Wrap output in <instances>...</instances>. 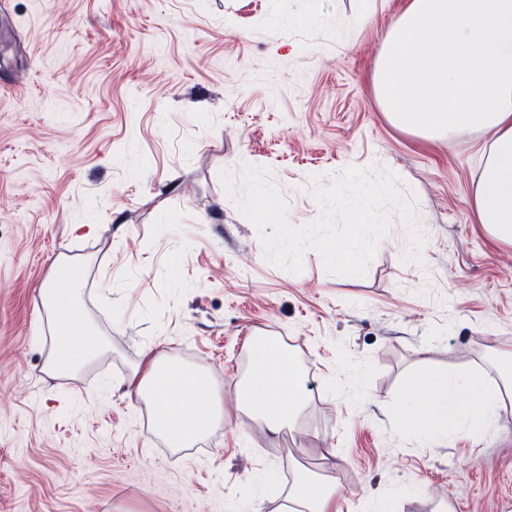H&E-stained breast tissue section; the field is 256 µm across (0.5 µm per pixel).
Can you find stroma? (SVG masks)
Wrapping results in <instances>:
<instances>
[{"label":"stroma","mask_w":512,"mask_h":512,"mask_svg":"<svg viewBox=\"0 0 512 512\" xmlns=\"http://www.w3.org/2000/svg\"><path fill=\"white\" fill-rule=\"evenodd\" d=\"M403 0H0V512H286L299 474L336 512H512V403L470 434L409 431L427 366L501 383L512 245L470 198L489 142L395 128L373 67ZM268 168L289 218L316 182L381 164L418 199L423 265L393 225L364 276L268 263L222 170ZM88 260L79 307L110 348L46 371L39 290ZM299 362L281 433L238 396L257 337ZM202 371L223 416L169 447L129 380L148 353Z\"/></svg>","instance_id":"35a3bbf8"}]
</instances>
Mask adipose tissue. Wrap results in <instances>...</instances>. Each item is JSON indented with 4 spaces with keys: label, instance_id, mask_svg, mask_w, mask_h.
Returning a JSON list of instances; mask_svg holds the SVG:
<instances>
[{
    "label": "adipose tissue",
    "instance_id": "adipose-tissue-1",
    "mask_svg": "<svg viewBox=\"0 0 512 512\" xmlns=\"http://www.w3.org/2000/svg\"><path fill=\"white\" fill-rule=\"evenodd\" d=\"M373 89L399 130L428 140L471 130L488 135L490 148L471 204L479 224L512 245V0H406L375 62ZM86 267L58 257L41 288L54 336L46 369L54 375L78 369L104 349L101 336L77 312ZM130 385L152 404L157 429L172 446L210 429L216 413L210 386L186 363L150 355ZM408 388L422 397L403 415L407 428L418 433L445 437L502 406L500 391L479 376L460 384L422 371L410 377ZM304 401L297 362L276 339H258L244 408L277 433ZM289 499L300 512H332L336 485L326 476L304 475Z\"/></svg>",
    "mask_w": 512,
    "mask_h": 512
}]
</instances>
